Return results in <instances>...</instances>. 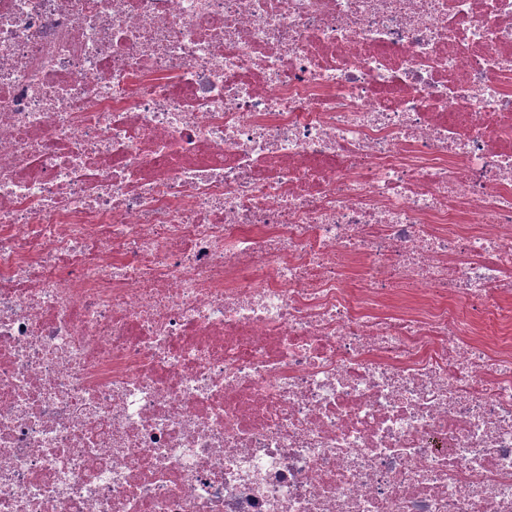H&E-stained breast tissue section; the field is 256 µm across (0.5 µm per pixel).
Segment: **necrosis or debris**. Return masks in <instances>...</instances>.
<instances>
[{"label":"necrosis or debris","instance_id":"1","mask_svg":"<svg viewBox=\"0 0 512 512\" xmlns=\"http://www.w3.org/2000/svg\"><path fill=\"white\" fill-rule=\"evenodd\" d=\"M0 512H512V0H0Z\"/></svg>","mask_w":512,"mask_h":512}]
</instances>
